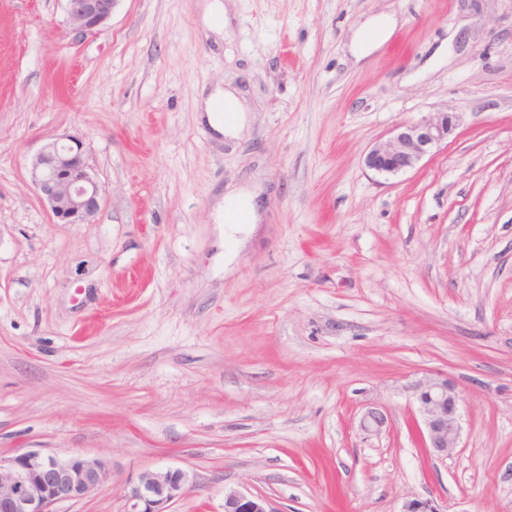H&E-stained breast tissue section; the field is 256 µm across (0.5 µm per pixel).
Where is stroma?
I'll use <instances>...</instances> for the list:
<instances>
[{"mask_svg": "<svg viewBox=\"0 0 512 512\" xmlns=\"http://www.w3.org/2000/svg\"><path fill=\"white\" fill-rule=\"evenodd\" d=\"M0 0V455L105 461L53 512H122L177 467L172 512H512V0ZM393 22L366 56L353 40ZM234 87L238 137L199 117ZM455 112L384 177L367 152ZM74 136L104 190L62 224L31 181ZM253 213L224 231L223 200ZM453 378L460 446H424L408 385ZM380 411V431L360 420ZM67 22L81 36L97 34L110 20L118 0H64ZM455 129V116L448 110L431 112L417 121L401 123L365 156L364 165L381 176H397L414 169ZM190 474L180 468L146 471L124 487V512H170L169 507L192 486ZM224 512H279L263 495L230 490L224 493Z\"/></svg>", "mask_w": 512, "mask_h": 512, "instance_id": "obj_1", "label": "stroma"}]
</instances>
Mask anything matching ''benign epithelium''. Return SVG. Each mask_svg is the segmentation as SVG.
<instances>
[{"label":"benign epithelium","instance_id":"7a95c632","mask_svg":"<svg viewBox=\"0 0 512 512\" xmlns=\"http://www.w3.org/2000/svg\"><path fill=\"white\" fill-rule=\"evenodd\" d=\"M67 22L85 36L102 31L118 0H64ZM455 116L439 110L401 123L365 156L364 165L381 176H397L413 168L448 140ZM32 181L43 203L64 224H88L98 213L103 189L92 175L77 138L62 144L52 140L35 156ZM423 428L425 447L438 458L458 448L461 424L460 394L455 384L432 376L411 385ZM110 477L106 464L81 455L60 458L39 451L0 456V512H51L60 502L90 496ZM190 474L180 468L146 471L124 487V512H169V507L192 486ZM224 512H278L263 495L224 492ZM402 512H441L432 499H413Z\"/></svg>","mask_w":512,"mask_h":512}]
</instances>
